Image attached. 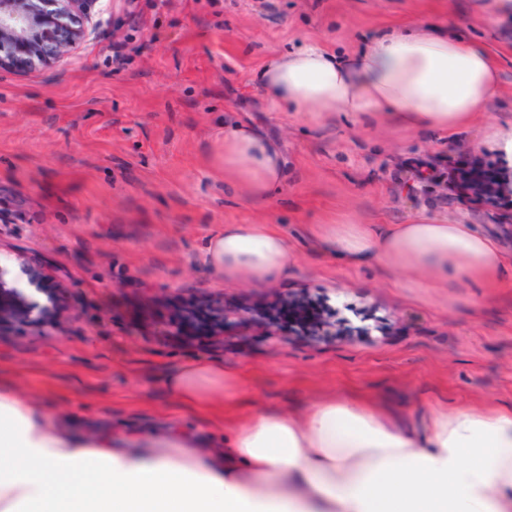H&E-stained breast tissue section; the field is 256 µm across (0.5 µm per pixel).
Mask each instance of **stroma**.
<instances>
[{"label":"stroma","instance_id":"obj_1","mask_svg":"<svg viewBox=\"0 0 512 512\" xmlns=\"http://www.w3.org/2000/svg\"><path fill=\"white\" fill-rule=\"evenodd\" d=\"M97 0L85 39L54 65L0 69V195L20 219L0 221V244L23 247L57 270L81 321L0 333V376L55 420L155 434L191 422L160 381L186 353L142 335L126 315L141 288H208L235 295L204 256L225 224H276L293 268L266 290L307 288L371 333L313 353L256 337L226 348L246 374L254 407L356 393L407 411L433 401L512 404V279L478 288H402L369 268L346 272L316 256L309 224H402L417 215L481 224L477 208L418 170L479 161L508 168L512 153V27L474 0ZM425 21L488 45L501 71L484 121L448 137L389 120L337 117L322 131L270 104L262 63L307 43L350 53L372 34ZM128 43L117 66L112 43ZM252 124L278 141L286 175L250 198L225 185L224 129Z\"/></svg>","mask_w":512,"mask_h":512}]
</instances>
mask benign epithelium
<instances>
[{
    "label": "benign epithelium",
    "instance_id": "benign-epithelium-1",
    "mask_svg": "<svg viewBox=\"0 0 512 512\" xmlns=\"http://www.w3.org/2000/svg\"><path fill=\"white\" fill-rule=\"evenodd\" d=\"M97 0H0V67L18 70L48 66L67 55L84 38L73 26L76 15H88ZM443 184L454 195L484 206L491 226L512 248V168L494 172L480 167L450 168ZM22 271L36 290L53 300L64 295V283L39 261L16 254ZM6 265H0V327L21 324L40 336L48 324L47 310L34 297L11 284ZM149 335L166 341L199 342L224 350L230 336L298 342L316 350L353 341L355 331L324 298L307 288L266 293L250 292L226 299L208 288L180 295L169 312L156 317L140 314Z\"/></svg>",
    "mask_w": 512,
    "mask_h": 512
}]
</instances>
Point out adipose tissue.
Instances as JSON below:
<instances>
[{"instance_id":"adipose-tissue-1","label":"adipose tissue","mask_w":512,"mask_h":512,"mask_svg":"<svg viewBox=\"0 0 512 512\" xmlns=\"http://www.w3.org/2000/svg\"><path fill=\"white\" fill-rule=\"evenodd\" d=\"M275 105L328 127L339 112L390 117L447 134L478 122L500 87L484 43L432 24L388 28L342 57L313 43L258 73ZM285 176L278 144L253 126L224 131V180L268 197ZM319 252L344 269L384 266L404 285L477 287L512 275V253L474 224H313ZM275 224H228L208 240L223 278L288 272ZM189 411L220 395L210 421L146 437L138 425L95 436L54 421L46 404L0 379V512H512V405L407 412L329 392L287 410L241 414V374L188 359L165 372Z\"/></svg>"}]
</instances>
